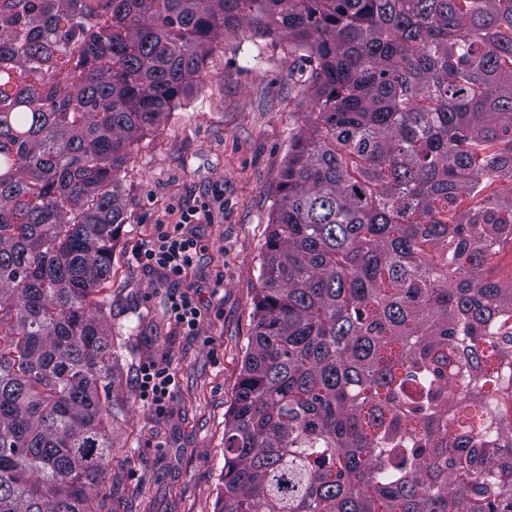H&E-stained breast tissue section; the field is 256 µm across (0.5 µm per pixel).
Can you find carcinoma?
I'll use <instances>...</instances> for the list:
<instances>
[{
	"label": "carcinoma",
	"mask_w": 512,
	"mask_h": 512,
	"mask_svg": "<svg viewBox=\"0 0 512 512\" xmlns=\"http://www.w3.org/2000/svg\"><path fill=\"white\" fill-rule=\"evenodd\" d=\"M228 24L305 61L217 512H512V0H0V512H97L117 191Z\"/></svg>",
	"instance_id": "carcinoma-1"
}]
</instances>
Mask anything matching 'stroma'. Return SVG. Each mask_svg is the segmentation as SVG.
<instances>
[{"mask_svg": "<svg viewBox=\"0 0 512 512\" xmlns=\"http://www.w3.org/2000/svg\"><path fill=\"white\" fill-rule=\"evenodd\" d=\"M262 49L263 63L253 59ZM305 66L287 46L227 27L158 129L146 132L120 171L124 223L112 254L114 390L125 412L112 426L103 512H216L224 488V414L234 401L254 325V301L272 204L288 144L312 103ZM208 205L187 225L202 250L178 283L137 266L136 247ZM203 312L196 334L169 318L172 291ZM172 366L177 385L162 409L140 397L149 364Z\"/></svg>", "mask_w": 512, "mask_h": 512, "instance_id": "35a3bbf8", "label": "stroma"}]
</instances>
